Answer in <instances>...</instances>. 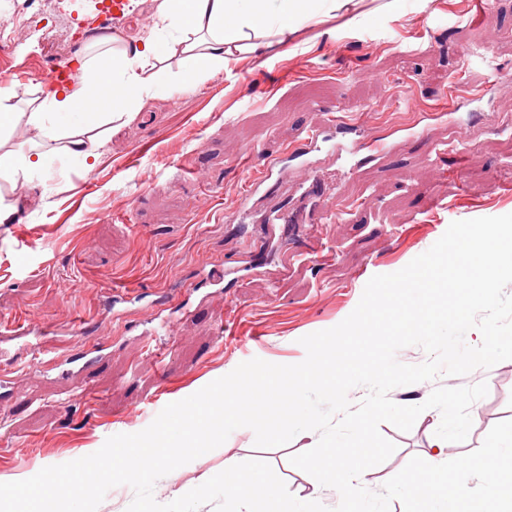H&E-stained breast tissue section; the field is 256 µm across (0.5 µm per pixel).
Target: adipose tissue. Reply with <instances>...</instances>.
Instances as JSON below:
<instances>
[{"instance_id": "adipose-tissue-1", "label": "adipose tissue", "mask_w": 512, "mask_h": 512, "mask_svg": "<svg viewBox=\"0 0 512 512\" xmlns=\"http://www.w3.org/2000/svg\"><path fill=\"white\" fill-rule=\"evenodd\" d=\"M336 0H161L155 24L170 33L192 71L206 76L267 47L269 39L285 41L299 23L335 11ZM105 53H80L77 79L54 91L41 104L21 110L12 104V92L0 88V179L24 185L42 178L45 149L73 156L85 168L100 161V144L90 135L95 125L111 119L156 86L147 67L161 49L159 38L148 36L126 42L106 36ZM25 127L28 145L14 146L11 134ZM429 465L421 471L399 473L389 489L402 498L441 499L453 493L465 500L474 494L473 472L489 473L504 447L496 445L482 456L476 469L448 468L447 438L435 436Z\"/></svg>"}]
</instances>
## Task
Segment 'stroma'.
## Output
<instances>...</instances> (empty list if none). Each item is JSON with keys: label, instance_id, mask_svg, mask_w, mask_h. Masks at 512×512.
<instances>
[{"label": "stroma", "instance_id": "1", "mask_svg": "<svg viewBox=\"0 0 512 512\" xmlns=\"http://www.w3.org/2000/svg\"><path fill=\"white\" fill-rule=\"evenodd\" d=\"M348 0L330 16L299 27L286 42L241 56L211 75H194L169 49L154 69L157 90L96 130L102 156L94 168L54 153L46 175L18 190L0 180V329L21 320L34 328L23 351L29 365L0 382V482L26 479L27 468L96 452L105 430L136 433L160 412L241 362L300 363V339L342 322L369 279L394 273L425 252L449 222L512 213V0ZM487 89L459 102L484 122L460 133L430 127L422 140L395 146L381 162L345 173L319 151L324 201L295 197L301 218L291 237L281 228L234 220L252 168L275 159L307 130L346 115L368 132L409 123L406 103H434L450 84ZM461 158L460 171L438 181L435 158ZM336 222L312 224L318 208ZM136 288L150 299L170 295L178 324L168 344L152 343L156 314L144 303L116 317L108 295ZM258 333L252 349L230 343L241 328ZM108 342L110 352L86 371L63 375L56 348ZM487 383L474 402L465 441L449 443L448 463L480 460L512 432V360L464 376L390 391L400 405L423 403L437 387ZM441 421L429 409L403 432L381 434L395 452L365 473L372 491L415 456L426 457ZM319 435L297 434L259 448L247 428L222 447L154 486L157 502L186 493L227 461L268 462L297 497L311 481L292 455Z\"/></svg>", "mask_w": 512, "mask_h": 512}]
</instances>
